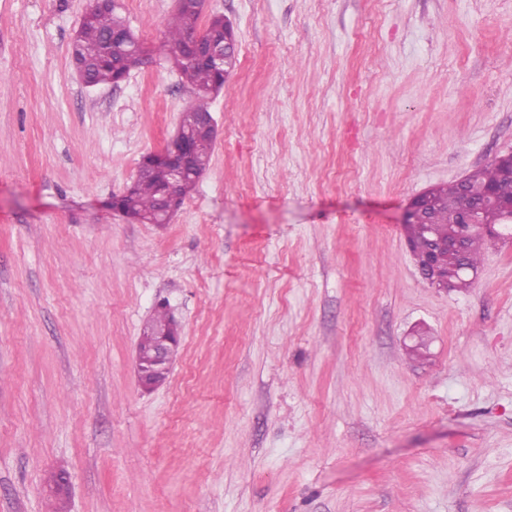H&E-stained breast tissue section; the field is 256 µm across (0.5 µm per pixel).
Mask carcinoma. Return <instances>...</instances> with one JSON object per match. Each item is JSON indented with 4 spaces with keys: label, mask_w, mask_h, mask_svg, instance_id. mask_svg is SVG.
<instances>
[{
    "label": "carcinoma",
    "mask_w": 512,
    "mask_h": 512,
    "mask_svg": "<svg viewBox=\"0 0 512 512\" xmlns=\"http://www.w3.org/2000/svg\"><path fill=\"white\" fill-rule=\"evenodd\" d=\"M200 15L183 8H176L171 21L166 27L164 39L159 50L169 55L177 67L182 79L188 85L195 98V103L183 112L181 124L186 131L193 129L198 114L209 111L207 99L210 95L224 87L221 73L212 65L191 56L186 45L190 34L199 29ZM125 28L124 21L115 12V7L94 5L85 15L72 43V59L78 74L89 87L109 85L119 73L126 74L143 63L142 51L136 43L125 44L113 40L114 33ZM213 143L201 139L196 142L193 157L194 175H187L178 186L181 198L193 190L197 180L205 171L211 157ZM506 169L496 161L477 168L470 173L473 189L484 185L495 184L503 192H508L509 182L504 173ZM169 180V171L164 167H156L138 175L134 182L132 203L134 209L147 216L157 217L160 208L159 188ZM436 199L432 234L423 232L418 224H407L405 230L408 239L413 243L414 254L424 253L430 247V239L446 240L463 233L465 198L464 189L459 183L439 186L433 189ZM505 238V234H473L468 236L466 248L460 253L450 249L442 253L438 265V276L454 278L453 290H465L473 285V281L465 276H456L457 270L463 266L474 269L479 267L481 252L485 243ZM171 329L170 318L164 308L156 310L147 322L146 330L164 331Z\"/></svg>",
    "instance_id": "1"
}]
</instances>
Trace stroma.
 Here are the masks:
<instances>
[{
	"instance_id": "35a3bbf8",
	"label": "stroma",
	"mask_w": 512,
	"mask_h": 512,
	"mask_svg": "<svg viewBox=\"0 0 512 512\" xmlns=\"http://www.w3.org/2000/svg\"><path fill=\"white\" fill-rule=\"evenodd\" d=\"M91 6L0 0V512H512V240L449 291L403 225L512 151V0H206L238 62L167 224L112 198L193 100L176 0H116L148 58L95 89ZM148 340L140 339L136 347V370L138 382L145 391L158 388L157 385L146 384V377L157 375L167 377L171 373L174 360V351L178 344V336H170L165 332L150 333ZM152 352V354H151ZM148 355V362L144 363L145 355Z\"/></svg>"
}]
</instances>
